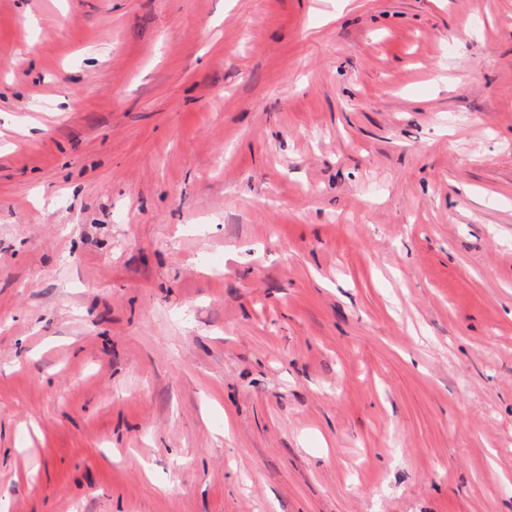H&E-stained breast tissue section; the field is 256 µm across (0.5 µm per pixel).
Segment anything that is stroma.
<instances>
[{"mask_svg": "<svg viewBox=\"0 0 512 512\" xmlns=\"http://www.w3.org/2000/svg\"><path fill=\"white\" fill-rule=\"evenodd\" d=\"M0 512H512V0H0Z\"/></svg>", "mask_w": 512, "mask_h": 512, "instance_id": "obj_1", "label": "stroma"}]
</instances>
